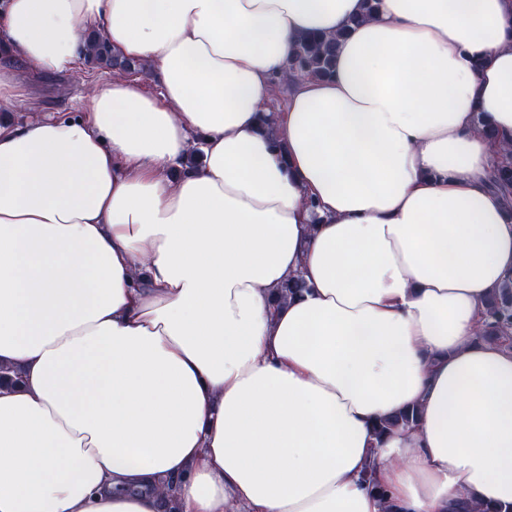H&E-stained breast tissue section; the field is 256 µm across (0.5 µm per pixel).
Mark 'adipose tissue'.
I'll return each mask as SVG.
<instances>
[{
    "label": "adipose tissue",
    "mask_w": 512,
    "mask_h": 512,
    "mask_svg": "<svg viewBox=\"0 0 512 512\" xmlns=\"http://www.w3.org/2000/svg\"><path fill=\"white\" fill-rule=\"evenodd\" d=\"M91 33L161 93L0 123V512L512 505V350L476 337L512 203L475 123L512 143V0H0L10 59ZM312 33L333 74L264 131ZM419 417V409L417 407H412L400 411L390 418L381 419L374 427V436L381 438L393 428L400 426H415Z\"/></svg>",
    "instance_id": "1"
}]
</instances>
